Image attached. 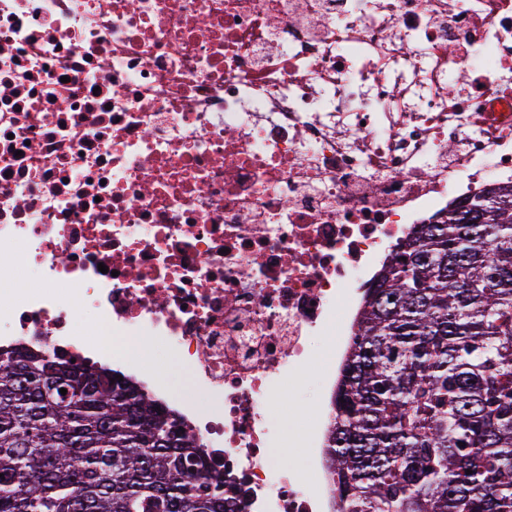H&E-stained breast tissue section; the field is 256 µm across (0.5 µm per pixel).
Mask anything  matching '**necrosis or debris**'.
Masks as SVG:
<instances>
[{"mask_svg":"<svg viewBox=\"0 0 512 512\" xmlns=\"http://www.w3.org/2000/svg\"><path fill=\"white\" fill-rule=\"evenodd\" d=\"M508 185L512 0H0V348L132 379L239 512H333L329 411L310 492L271 404L416 225ZM150 353L148 358L153 362H165L166 370L172 381L173 394L177 397H189L192 396V380L191 376L187 371L180 370L175 366L173 359L170 357L166 349L156 344L150 347Z\"/></svg>","mask_w":512,"mask_h":512,"instance_id":"necrosis-or-debris-1","label":"necrosis or debris"}]
</instances>
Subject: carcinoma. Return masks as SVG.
Instances as JSON below:
<instances>
[{
    "mask_svg": "<svg viewBox=\"0 0 512 512\" xmlns=\"http://www.w3.org/2000/svg\"><path fill=\"white\" fill-rule=\"evenodd\" d=\"M115 375L0 349V512H226L204 444ZM332 410L337 512H512V188L392 250Z\"/></svg>",
    "mask_w": 512,
    "mask_h": 512,
    "instance_id": "cac0c4a2",
    "label": "carcinoma"
}]
</instances>
